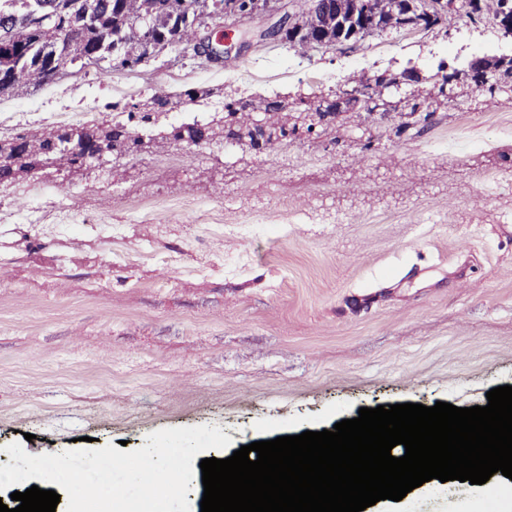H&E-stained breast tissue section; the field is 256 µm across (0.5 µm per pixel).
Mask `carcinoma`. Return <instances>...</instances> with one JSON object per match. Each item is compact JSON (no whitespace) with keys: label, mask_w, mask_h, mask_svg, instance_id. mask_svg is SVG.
Masks as SVG:
<instances>
[{"label":"carcinoma","mask_w":512,"mask_h":512,"mask_svg":"<svg viewBox=\"0 0 512 512\" xmlns=\"http://www.w3.org/2000/svg\"><path fill=\"white\" fill-rule=\"evenodd\" d=\"M198 0H0V71L22 72V79L0 83V95L22 85L52 82L61 66L76 61L100 65L111 60V42L122 49L123 58L137 65L154 53L175 45L191 46L198 41L199 25L210 18L196 12ZM48 18L45 30L29 28L30 16ZM465 16L473 22L506 27L512 18L506 0H340V8L320 17L313 16L311 0L292 13L293 28L284 43L291 48L316 50L323 47H348L366 37L392 30H403L407 22L430 31L451 25ZM475 86L494 92L495 84L512 82V58L500 57L493 63L484 58L469 64ZM392 76L379 75L356 85L360 98L370 99ZM225 115L211 128L181 127L170 132L174 139L195 135L226 138L259 145L251 114L264 112L272 126H283L288 117L284 105L262 100H245L225 105ZM104 146L114 153H126L135 133L117 123L111 127H81L65 130L45 129L30 136L0 142V184L9 182L40 162L55 159L54 147L65 138Z\"/></svg>","instance_id":"obj_1"}]
</instances>
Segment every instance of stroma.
Wrapping results in <instances>:
<instances>
[{
	"instance_id": "1",
	"label": "stroma",
	"mask_w": 512,
	"mask_h": 512,
	"mask_svg": "<svg viewBox=\"0 0 512 512\" xmlns=\"http://www.w3.org/2000/svg\"><path fill=\"white\" fill-rule=\"evenodd\" d=\"M512 37L459 18L352 49L260 42L213 65L191 49L134 68L68 64L0 98V139L111 125L157 93L166 127L254 90L289 111L414 69L387 112L343 111L254 148L150 140L104 168L0 185V465L209 425L232 449L332 429L360 408L486 406L512 386V90L428 78ZM422 98L406 115L398 102ZM434 481L368 512H512Z\"/></svg>"
}]
</instances>
